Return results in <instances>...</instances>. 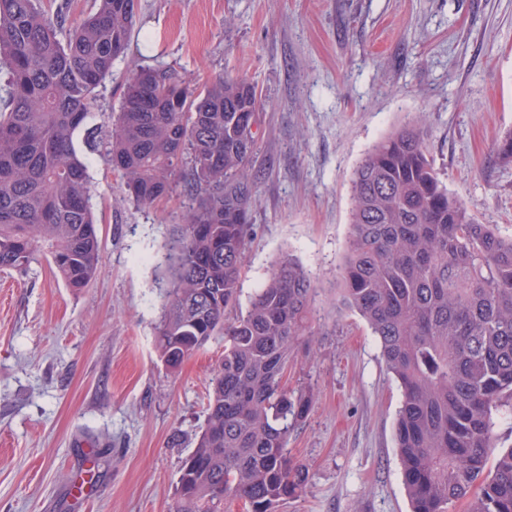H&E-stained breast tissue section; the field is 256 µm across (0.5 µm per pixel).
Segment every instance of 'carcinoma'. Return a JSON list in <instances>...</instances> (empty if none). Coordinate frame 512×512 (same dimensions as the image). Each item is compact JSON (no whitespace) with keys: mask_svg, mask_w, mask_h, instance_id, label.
Returning <instances> with one entry per match:
<instances>
[{"mask_svg":"<svg viewBox=\"0 0 512 512\" xmlns=\"http://www.w3.org/2000/svg\"><path fill=\"white\" fill-rule=\"evenodd\" d=\"M137 0H97L81 22L68 4L0 0V269L30 264L37 243L70 288L100 271L99 236L77 135L121 172L128 197L149 208L182 190L190 203L168 242V286L156 328L160 358L177 369L224 333L204 429L176 485L177 512H277L306 468L288 439L313 392L283 383L313 292L281 259L244 311L236 310L253 231L254 85L218 74L195 86L167 70L125 79L108 129L95 123L99 88L129 50ZM342 306L377 338L401 391L395 427L411 512H512V236L481 224L449 193L423 131L402 127L360 160L352 180Z\"/></svg>","mask_w":512,"mask_h":512,"instance_id":"cac0c4a2","label":"carcinoma"}]
</instances>
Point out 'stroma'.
Listing matches in <instances>:
<instances>
[{
    "label": "stroma",
    "instance_id": "1",
    "mask_svg": "<svg viewBox=\"0 0 512 512\" xmlns=\"http://www.w3.org/2000/svg\"><path fill=\"white\" fill-rule=\"evenodd\" d=\"M142 28L100 93L138 66L196 84L256 85L254 233L248 303L292 256L316 290L312 341L291 382L311 410L288 442L307 483L279 512H409L395 447L401 402L377 340L335 292L353 172L377 142L426 119L431 159L478 221L512 235V0H138ZM100 272L67 287L44 253L0 271V512H173L179 471L224 356L213 337L177 370L156 348L161 266L186 197L149 209L124 198L102 150L82 149Z\"/></svg>",
    "mask_w": 512,
    "mask_h": 512
}]
</instances>
